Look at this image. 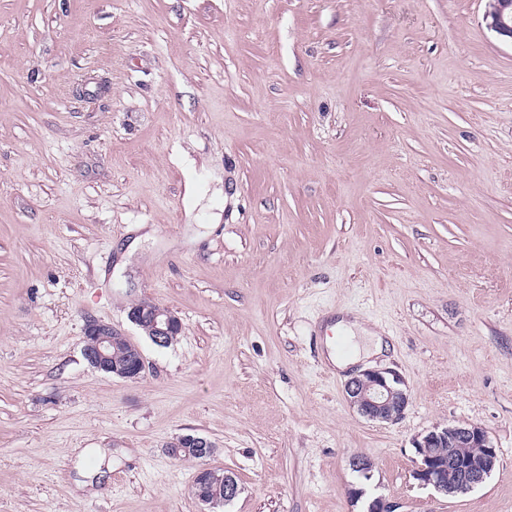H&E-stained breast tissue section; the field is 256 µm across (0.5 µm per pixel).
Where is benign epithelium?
Masks as SVG:
<instances>
[{"mask_svg":"<svg viewBox=\"0 0 512 512\" xmlns=\"http://www.w3.org/2000/svg\"><path fill=\"white\" fill-rule=\"evenodd\" d=\"M483 21L497 37L512 42V0H487ZM128 317L158 347L170 345L182 329L180 319L171 311L146 301L134 305ZM82 354L92 368L123 379L137 380L146 370L139 346L106 322L90 320L85 324ZM345 391L358 413L372 421L396 423L404 417L409 403L403 381L387 370H366L352 377ZM454 446L479 448L481 452L469 458L439 452ZM413 448L417 454L414 478L446 496L463 495L480 486L498 463L497 448L486 431L475 424L436 427L414 438ZM167 452L175 459L202 461L212 454L213 445L203 437L188 434L172 443ZM223 480L224 502L229 503L240 487L228 470Z\"/></svg>","mask_w":512,"mask_h":512,"instance_id":"obj_1","label":"benign epithelium"}]
</instances>
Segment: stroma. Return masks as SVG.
<instances>
[{"instance_id": "1", "label": "stroma", "mask_w": 512, "mask_h": 512, "mask_svg": "<svg viewBox=\"0 0 512 512\" xmlns=\"http://www.w3.org/2000/svg\"><path fill=\"white\" fill-rule=\"evenodd\" d=\"M484 11L0 0V512H203V463L241 488L220 512H512V43ZM143 300L180 318L169 347L129 320ZM351 314L399 422L326 357ZM90 319L143 377L87 364ZM457 423L499 464L445 497L412 440ZM186 434L206 462L168 455ZM75 448L106 453L93 492ZM392 371L366 370L345 385L350 404L372 421L396 423L404 417L409 397Z\"/></svg>"}]
</instances>
